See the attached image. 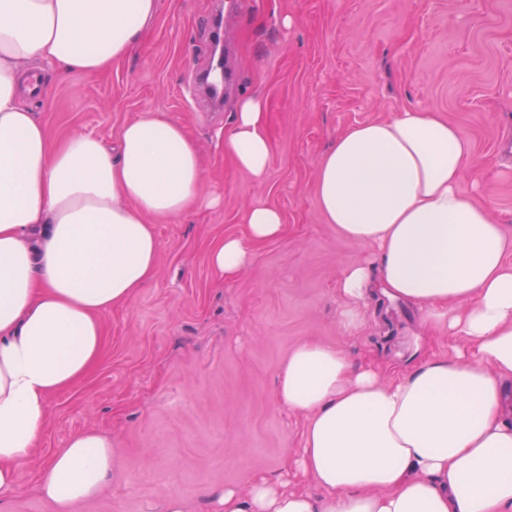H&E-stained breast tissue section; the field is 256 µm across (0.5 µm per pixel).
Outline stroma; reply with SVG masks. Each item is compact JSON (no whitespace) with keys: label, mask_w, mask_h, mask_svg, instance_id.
<instances>
[{"label":"stroma","mask_w":512,"mask_h":512,"mask_svg":"<svg viewBox=\"0 0 512 512\" xmlns=\"http://www.w3.org/2000/svg\"><path fill=\"white\" fill-rule=\"evenodd\" d=\"M213 8L214 0H158L153 27L110 71L48 74L26 100L56 139L79 132L113 143L136 118L181 121L201 153L203 195L222 202L153 219L155 277L104 315L99 363L50 398L45 434L0 512H57L39 472L88 429L111 440L120 468L71 512H222L224 490L246 491L256 476L312 490L293 466L305 417L276 398L279 368L297 345L336 347L387 380L469 348L388 297L376 274L360 328H342L337 280L373 264L375 249L325 223L316 163L352 125L405 107L437 112L472 146L475 166L460 191L512 235V0H251L225 30L237 81L218 112L185 99L188 72L212 58ZM258 92L272 144L261 181L218 144L237 101ZM257 205L277 207L284 232L252 245L253 262L222 280L208 252L226 236L246 238L243 215Z\"/></svg>","instance_id":"obj_1"}]
</instances>
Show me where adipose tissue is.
Segmentation results:
<instances>
[{
	"label": "adipose tissue",
	"mask_w": 512,
	"mask_h": 512,
	"mask_svg": "<svg viewBox=\"0 0 512 512\" xmlns=\"http://www.w3.org/2000/svg\"><path fill=\"white\" fill-rule=\"evenodd\" d=\"M156 16L157 0H0V498L15 492L45 432L50 397L99 361L103 316L154 276L150 217L199 204L203 175L173 118L128 122L114 150L91 134L55 141L25 103L24 71L105 72ZM224 152L245 176L265 178L260 94L239 101ZM472 162L457 126L413 107L349 127L319 158L326 221L376 245L387 294L470 348L386 383L336 348L298 345L276 396L306 417L296 468L317 491L257 477L247 496L225 490L224 512H512V236L460 192ZM244 222L247 239L227 236L209 251L219 278L252 262L250 243L283 234L272 206L247 209ZM368 280L362 265L339 278L345 329L359 324ZM118 466L111 441L89 430L54 453L39 489L69 512Z\"/></svg>",
	"instance_id": "adipose-tissue-1"
}]
</instances>
